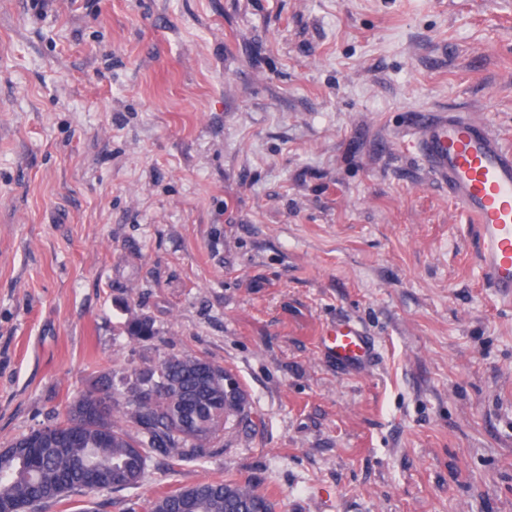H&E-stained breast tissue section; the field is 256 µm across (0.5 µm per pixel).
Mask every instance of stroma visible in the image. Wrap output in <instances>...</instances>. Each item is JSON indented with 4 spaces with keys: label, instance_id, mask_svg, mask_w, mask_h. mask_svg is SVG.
<instances>
[{
    "label": "stroma",
    "instance_id": "1",
    "mask_svg": "<svg viewBox=\"0 0 512 512\" xmlns=\"http://www.w3.org/2000/svg\"><path fill=\"white\" fill-rule=\"evenodd\" d=\"M451 111L512 146V0H0V448L170 353L250 400L202 461L43 512L226 478L512 512V309L416 130ZM340 321L364 366L320 349Z\"/></svg>",
    "mask_w": 512,
    "mask_h": 512
}]
</instances>
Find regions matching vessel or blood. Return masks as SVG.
Listing matches in <instances>:
<instances>
[{
  "label": "vessel or blood",
  "mask_w": 512,
  "mask_h": 512,
  "mask_svg": "<svg viewBox=\"0 0 512 512\" xmlns=\"http://www.w3.org/2000/svg\"><path fill=\"white\" fill-rule=\"evenodd\" d=\"M424 153L448 183V195L478 232L483 278L501 306L512 308V147L475 116L451 112L423 123ZM321 341L346 365L369 354L367 337L357 327L339 324Z\"/></svg>",
  "instance_id": "vessel-or-blood-1"
}]
</instances>
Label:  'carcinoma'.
<instances>
[{"instance_id":"carcinoma-1","label":"carcinoma","mask_w":512,"mask_h":512,"mask_svg":"<svg viewBox=\"0 0 512 512\" xmlns=\"http://www.w3.org/2000/svg\"><path fill=\"white\" fill-rule=\"evenodd\" d=\"M128 333L143 340L156 335L154 324L136 317ZM229 371L191 354H168L160 361L137 367L126 376L128 396L141 391L147 398L120 402L115 390L103 387L74 397L65 417L41 435L37 460L25 452L27 438L15 440L12 450L0 452V512L8 504L36 506L59 502L73 492L114 489L112 476H125L123 487L138 485L152 453L201 460L224 435L227 425L247 419L235 391L224 389ZM190 418L199 429L197 440L180 434L177 420ZM137 429L139 437L126 430ZM79 440H71L73 433ZM275 512V503L249 482L204 481L179 487L145 503V512Z\"/></svg>"}]
</instances>
